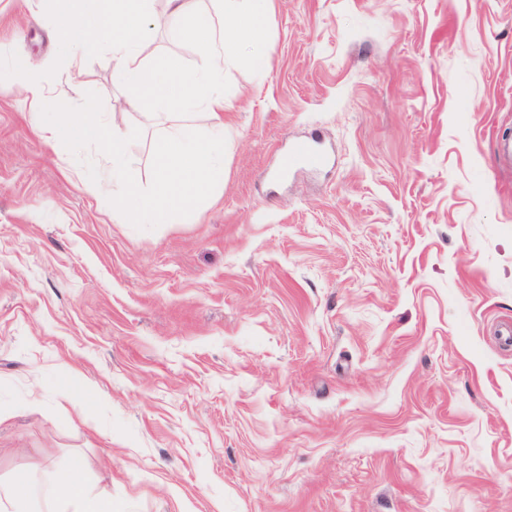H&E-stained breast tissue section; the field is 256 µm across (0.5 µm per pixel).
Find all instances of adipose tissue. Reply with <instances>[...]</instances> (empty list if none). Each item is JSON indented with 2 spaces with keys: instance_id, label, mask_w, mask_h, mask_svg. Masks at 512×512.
I'll return each mask as SVG.
<instances>
[{
  "instance_id": "adipose-tissue-1",
  "label": "adipose tissue",
  "mask_w": 512,
  "mask_h": 512,
  "mask_svg": "<svg viewBox=\"0 0 512 512\" xmlns=\"http://www.w3.org/2000/svg\"><path fill=\"white\" fill-rule=\"evenodd\" d=\"M56 492L36 498L33 483L24 477L0 486V512H112V501L89 488L80 464L55 473Z\"/></svg>"
}]
</instances>
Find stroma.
Here are the masks:
<instances>
[{"label":"stroma","instance_id":"stroma-1","mask_svg":"<svg viewBox=\"0 0 512 512\" xmlns=\"http://www.w3.org/2000/svg\"><path fill=\"white\" fill-rule=\"evenodd\" d=\"M133 65L193 64L150 0ZM265 71L225 67L224 183L133 227L0 81V479L80 461L116 512H512V0H270ZM44 0L0 52L47 69ZM97 92L151 182L159 127L111 53ZM335 149L279 178L293 139ZM84 408L87 419L77 417Z\"/></svg>","mask_w":512,"mask_h":512}]
</instances>
